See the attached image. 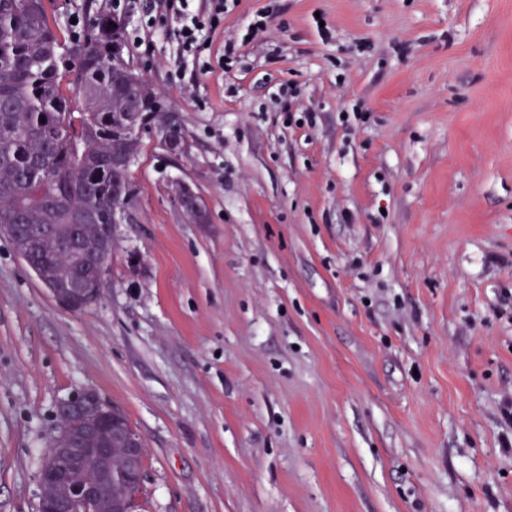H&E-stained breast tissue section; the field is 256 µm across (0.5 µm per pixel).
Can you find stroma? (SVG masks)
<instances>
[{
    "mask_svg": "<svg viewBox=\"0 0 512 512\" xmlns=\"http://www.w3.org/2000/svg\"><path fill=\"white\" fill-rule=\"evenodd\" d=\"M121 8L187 150L142 132L83 309L0 236V512H37L86 389L143 439L137 512H512V0H228L182 67L172 19ZM269 24V16L265 12H258L251 21L248 23L246 28V34L240 40H237L236 36L224 39V67L231 68L233 64L238 62L241 58V48L253 41L260 33L266 31ZM251 26H255V29H251ZM251 36V39H248Z\"/></svg>",
    "mask_w": 512,
    "mask_h": 512,
    "instance_id": "35a3bbf8",
    "label": "stroma"
}]
</instances>
